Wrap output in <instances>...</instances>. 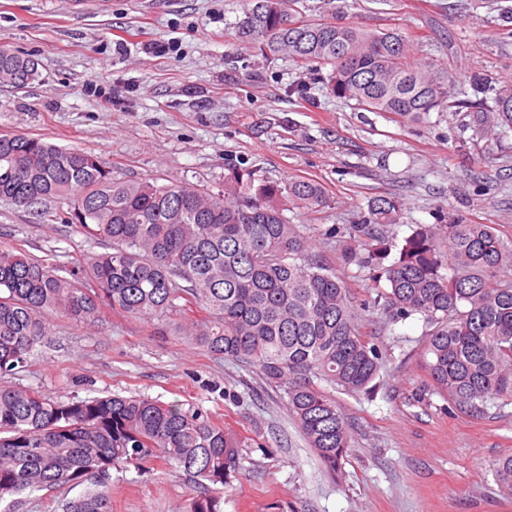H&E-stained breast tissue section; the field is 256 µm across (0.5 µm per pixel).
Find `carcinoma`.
Returning a JSON list of instances; mask_svg holds the SVG:
<instances>
[{
  "label": "carcinoma",
  "mask_w": 512,
  "mask_h": 512,
  "mask_svg": "<svg viewBox=\"0 0 512 512\" xmlns=\"http://www.w3.org/2000/svg\"><path fill=\"white\" fill-rule=\"evenodd\" d=\"M296 0H248L237 36L261 54L330 69L327 87L368 112L411 125L431 112L482 100L459 98L456 78L420 63L398 28H365L308 16ZM30 58L0 48V84L25 87ZM496 124L512 129V83L491 88ZM66 197L88 241L109 250L82 255L68 275L18 247L0 246V376L24 368L55 317L91 320L103 307L167 322L205 352L256 365L285 387L289 413L330 473L351 447L352 428L313 382L367 394L383 352L361 330L352 291L323 262L284 211L327 204L320 184L284 186L226 168L224 188L118 181L99 155L26 133L0 135V199L50 221L48 204ZM400 204L378 195L348 228L344 264L384 283L374 306L393 319L421 315L423 365L434 393L473 419L487 403H512V247L493 224L419 225L395 246L386 228ZM244 441L196 411L145 397L113 395L67 402L38 390L0 386V512L25 492L84 488L64 512H112V470L175 464L198 484L190 512H222L220 486L241 466ZM512 495V456L491 464Z\"/></svg>",
  "instance_id": "1"
}]
</instances>
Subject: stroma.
<instances>
[{
    "label": "stroma",
    "mask_w": 512,
    "mask_h": 512,
    "mask_svg": "<svg viewBox=\"0 0 512 512\" xmlns=\"http://www.w3.org/2000/svg\"><path fill=\"white\" fill-rule=\"evenodd\" d=\"M243 0H0V48L28 57L26 88L0 86V135L27 133L94 152L120 181L147 178L218 190L226 164L285 185L320 183L330 202L286 216L370 298V269L342 265L341 239L370 198L401 204V242L417 225L493 224L512 243V130L472 145L469 112H433L403 126L329 93L319 75L239 43ZM308 15L399 27L418 59L458 71L465 98L512 81V0H299ZM303 86L300 94L289 85ZM0 199V245L71 270L80 252H103L68 224ZM385 352L373 396L324 392L352 425L341 471L329 474L288 412L283 388L258 368L203 352L160 322L102 309L87 323L59 317L24 371L0 384L70 398L145 396L208 414L245 442L243 468L223 512H512L491 463L512 455V404L489 403L475 420L429 393L421 363L425 323L364 313ZM193 479L158 463L112 474V512H188Z\"/></svg>",
    "instance_id": "stroma-1"
}]
</instances>
